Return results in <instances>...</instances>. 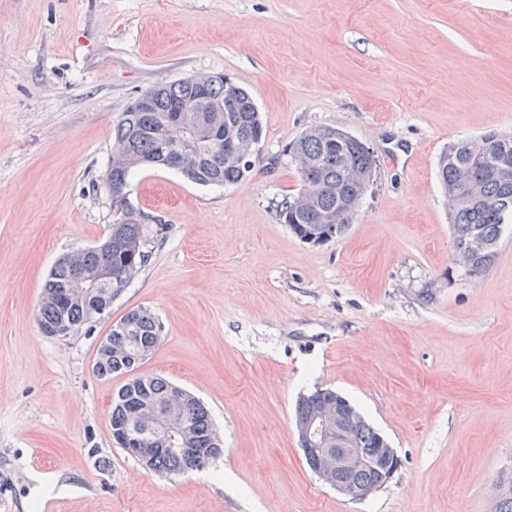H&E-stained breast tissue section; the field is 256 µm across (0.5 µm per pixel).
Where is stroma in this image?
<instances>
[{
    "label": "stroma",
    "instance_id": "1",
    "mask_svg": "<svg viewBox=\"0 0 512 512\" xmlns=\"http://www.w3.org/2000/svg\"><path fill=\"white\" fill-rule=\"evenodd\" d=\"M221 73L264 118L248 178L146 169L133 207L163 229L92 331L43 336L64 253L113 219L112 126L150 87ZM347 129L377 159L347 234L277 216L286 147ZM512 132V0H0V512H492L512 478V229L478 279L454 261L436 174L449 142ZM135 309L162 326L140 367L198 397L224 442L170 479L112 438L125 376L101 339ZM330 388L401 460L367 499L307 467L300 395Z\"/></svg>",
    "mask_w": 512,
    "mask_h": 512
}]
</instances>
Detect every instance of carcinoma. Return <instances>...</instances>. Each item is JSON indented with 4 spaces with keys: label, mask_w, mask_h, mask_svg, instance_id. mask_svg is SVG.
I'll list each match as a JSON object with an SVG mask.
<instances>
[{
    "label": "carcinoma",
    "mask_w": 512,
    "mask_h": 512,
    "mask_svg": "<svg viewBox=\"0 0 512 512\" xmlns=\"http://www.w3.org/2000/svg\"><path fill=\"white\" fill-rule=\"evenodd\" d=\"M208 95L224 99L222 112H198L193 133L184 134L171 122L174 103L195 92L192 79L179 78L150 89L151 108L126 109L112 127V151L105 177L112 178V211L117 213L107 237L91 246L60 257L44 285L38 309L40 329L66 331L71 335L90 329L100 318L96 309L112 308L124 290L149 265L154 254V237L160 222L139 209L123 205L124 182L145 167H165L159 150L161 139L184 138V176L202 185H232L247 177L249 170L229 155V142L263 135V118L250 93L235 85L226 96L223 78L204 75ZM290 162L302 187L277 211L278 219L301 240L327 241L335 222L347 232L360 207L364 184L373 177L376 158L345 142L342 130L315 126L304 130L289 146ZM512 134L490 131L478 137L448 144L438 159L437 177L448 204L455 251L467 254L466 276L483 275L495 262L504 226L512 224ZM161 325L147 310L127 313L104 337L98 347L94 374L100 378L126 375V383L112 401L110 427L113 439L130 427L132 414L144 406L163 420L169 404L182 414L194 439L186 449L173 451L140 438L137 448L124 451L148 469L169 478L207 467L224 448L209 444L216 432L209 413L199 399L157 375L136 374L160 340ZM336 407V392L316 389L302 396L296 408V423ZM359 447L377 455L386 439L360 416L348 423Z\"/></svg>",
    "instance_id": "cac0c4a2"
}]
</instances>
